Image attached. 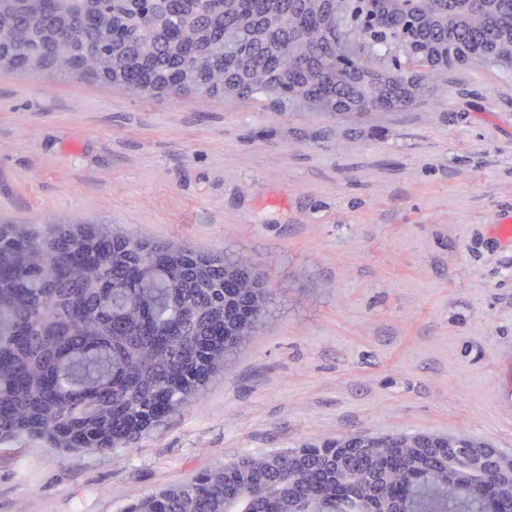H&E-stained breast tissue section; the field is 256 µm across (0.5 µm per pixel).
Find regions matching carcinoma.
<instances>
[{"label": "carcinoma", "instance_id": "carcinoma-1", "mask_svg": "<svg viewBox=\"0 0 512 512\" xmlns=\"http://www.w3.org/2000/svg\"><path fill=\"white\" fill-rule=\"evenodd\" d=\"M360 0H0V38L29 64L23 74L86 84L118 73L131 95L180 90L187 76L226 101L270 99L280 111L336 116L388 112L414 102L447 65L448 40L471 28L469 4L420 0L424 37L405 74L382 73L372 59L400 43L401 16L374 0L373 38L348 22ZM512 41V0H497L477 28L480 49ZM362 58L368 78L340 80L336 52ZM260 263L209 254L175 241L131 237L76 219L28 224L0 216V443L38 438L52 448H127L159 417L187 407L206 381L266 317L268 292L241 280L224 304V269ZM355 448L339 466L296 450L243 455L195 480L145 496L139 512H322L359 500L369 512H512V478L493 463L481 481L448 473L434 449Z\"/></svg>", "mask_w": 512, "mask_h": 512}]
</instances>
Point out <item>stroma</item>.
Masks as SVG:
<instances>
[{
    "label": "stroma",
    "mask_w": 512,
    "mask_h": 512,
    "mask_svg": "<svg viewBox=\"0 0 512 512\" xmlns=\"http://www.w3.org/2000/svg\"><path fill=\"white\" fill-rule=\"evenodd\" d=\"M512 77L450 68L366 120L0 75V215L252 258L267 317L130 449L0 445V512H120L354 433L512 449Z\"/></svg>",
    "instance_id": "35a3bbf8"
}]
</instances>
